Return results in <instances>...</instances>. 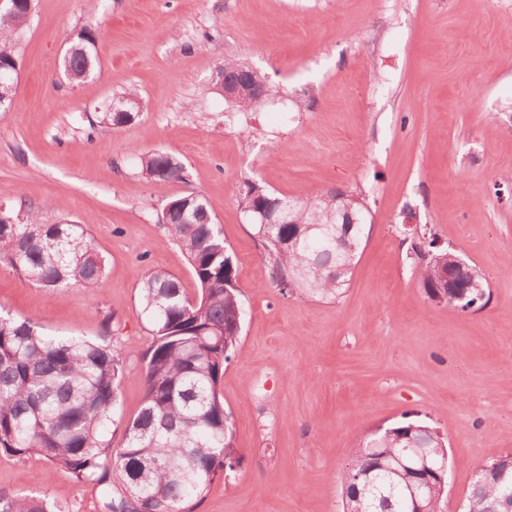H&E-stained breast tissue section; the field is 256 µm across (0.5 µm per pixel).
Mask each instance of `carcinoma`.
Instances as JSON below:
<instances>
[{"mask_svg":"<svg viewBox=\"0 0 512 512\" xmlns=\"http://www.w3.org/2000/svg\"><path fill=\"white\" fill-rule=\"evenodd\" d=\"M15 18L0 14V60L13 57L8 37ZM97 35L77 33L81 50L70 59L74 75L97 70ZM142 175L162 192L186 180L181 160L166 150L139 159ZM175 209L164 223L168 237L183 251L197 286L195 296L173 275L151 272L142 282L139 315L149 325L152 344L144 354V393L139 413L125 429V445L108 438L115 422L125 354L101 339L52 336L29 318L0 311V449L15 456L38 454L79 483L99 490L98 512H194L224 469L239 462L235 423L224 409L218 384L242 330L244 309L237 265L202 194L193 192L165 203ZM291 207V223L264 224L271 204ZM252 220L263 258L279 292L337 297L348 281L356 254L372 224L367 205L354 195L327 192L304 199L276 194L250 179L237 196ZM351 209L360 220L348 231L342 217ZM411 249L421 259L420 287L433 299L441 263L451 250L438 246L428 225L415 228ZM0 262L15 268L37 288L54 291L77 286L90 292L105 272L101 256L83 224H46L38 209L16 224L0 220ZM457 281L477 282L462 300L448 306L486 307L483 276L460 261ZM428 453L432 468L419 490L429 512H439L448 473L447 454L432 449L444 440L423 422H399L369 436L360 454L341 474L343 512H410L419 466L415 444ZM512 507V453L498 467L472 482L464 512H509ZM0 512H68L61 492L26 495L0 488Z\"/></svg>","mask_w":512,"mask_h":512,"instance_id":"obj_1","label":"carcinoma"}]
</instances>
